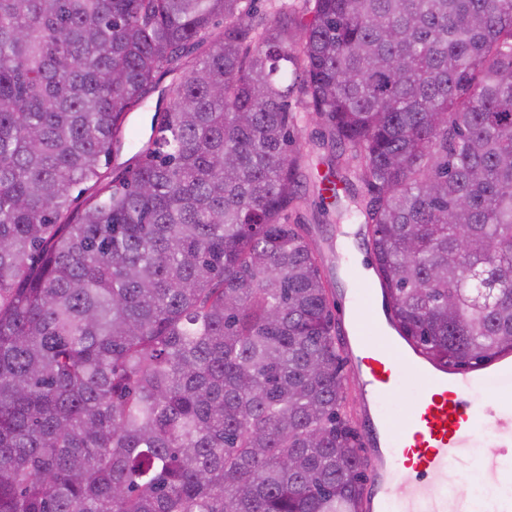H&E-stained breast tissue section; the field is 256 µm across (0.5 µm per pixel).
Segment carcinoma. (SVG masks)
Returning a JSON list of instances; mask_svg holds the SVG:
<instances>
[{
  "label": "carcinoma",
  "instance_id": "cac0c4a2",
  "mask_svg": "<svg viewBox=\"0 0 512 512\" xmlns=\"http://www.w3.org/2000/svg\"><path fill=\"white\" fill-rule=\"evenodd\" d=\"M311 2L0 0V512H362L302 120L399 334L512 352V0ZM175 76V74L168 72L159 73L156 77V89L151 93L147 105L133 115L139 118H145L146 122L149 124L151 117L156 111V106L158 111L162 91L170 85Z\"/></svg>",
  "mask_w": 512,
  "mask_h": 512
}]
</instances>
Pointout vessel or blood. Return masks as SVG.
<instances>
[{"instance_id": "obj_1", "label": "vessel or blood", "mask_w": 512, "mask_h": 512, "mask_svg": "<svg viewBox=\"0 0 512 512\" xmlns=\"http://www.w3.org/2000/svg\"><path fill=\"white\" fill-rule=\"evenodd\" d=\"M382 296L361 278L348 300L344 351L366 407L365 443L378 463L370 512H512V362L451 370L383 326ZM412 388L406 415L381 404ZM492 431L494 455L472 442ZM416 471L407 497L395 488Z\"/></svg>"}]
</instances>
